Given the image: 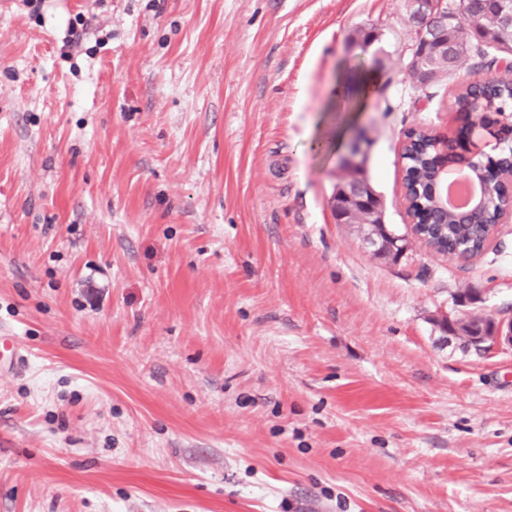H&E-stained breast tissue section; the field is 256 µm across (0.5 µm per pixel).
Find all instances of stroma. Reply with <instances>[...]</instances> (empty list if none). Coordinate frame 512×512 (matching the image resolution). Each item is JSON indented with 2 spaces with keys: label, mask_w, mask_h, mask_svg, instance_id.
I'll use <instances>...</instances> for the list:
<instances>
[{
  "label": "stroma",
  "mask_w": 512,
  "mask_h": 512,
  "mask_svg": "<svg viewBox=\"0 0 512 512\" xmlns=\"http://www.w3.org/2000/svg\"><path fill=\"white\" fill-rule=\"evenodd\" d=\"M374 28L361 107L333 89ZM405 0H0V512H512V223L377 257L329 206L361 124L398 233ZM491 330L488 336H478L481 348L490 346L512 347V319H491Z\"/></svg>",
  "instance_id": "stroma-1"
}]
</instances>
